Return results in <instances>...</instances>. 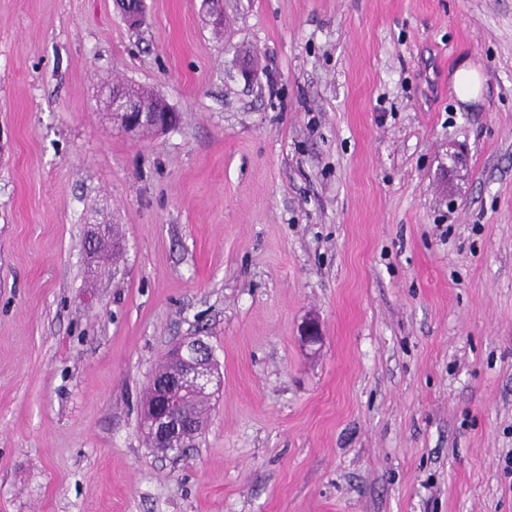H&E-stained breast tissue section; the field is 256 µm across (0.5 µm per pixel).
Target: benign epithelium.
I'll return each instance as SVG.
<instances>
[{"label": "benign epithelium", "mask_w": 512, "mask_h": 512, "mask_svg": "<svg viewBox=\"0 0 512 512\" xmlns=\"http://www.w3.org/2000/svg\"><path fill=\"white\" fill-rule=\"evenodd\" d=\"M125 21L132 27L142 22L143 0H121ZM112 105L120 129L135 134L145 124L156 131L171 127L164 112H148L128 89L104 91ZM99 226H93L83 244L88 265H93L99 245ZM167 358L175 369L150 378L154 398L144 403V429L155 448H166L178 442L184 448L196 445L200 429L190 411L179 403L177 396L184 392L211 395L220 390L222 379L215 365L209 342L202 336H190L172 345Z\"/></svg>", "instance_id": "obj_1"}]
</instances>
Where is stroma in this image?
Wrapping results in <instances>:
<instances>
[{"label":"stroma","instance_id":"stroma-1","mask_svg":"<svg viewBox=\"0 0 512 512\" xmlns=\"http://www.w3.org/2000/svg\"><path fill=\"white\" fill-rule=\"evenodd\" d=\"M222 6L0 0V512H512V0ZM112 80L176 127H112ZM197 335L223 387L165 455ZM453 87L462 100L479 97L482 88V78L478 69L465 65L453 74ZM175 370L150 378L154 398L144 402V429L154 448H167L179 442L183 448L196 445L200 429L190 411L176 397L184 392L214 394L222 379L215 365L209 342L204 336H190L172 345L166 354ZM149 393L145 398L151 396Z\"/></svg>","mask_w":512,"mask_h":512}]
</instances>
